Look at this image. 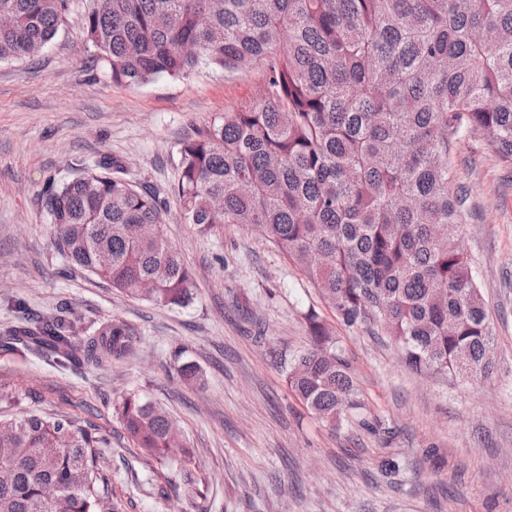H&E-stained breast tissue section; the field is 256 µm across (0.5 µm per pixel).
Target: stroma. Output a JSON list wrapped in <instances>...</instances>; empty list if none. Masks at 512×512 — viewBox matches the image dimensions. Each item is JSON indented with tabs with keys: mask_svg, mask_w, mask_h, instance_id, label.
Masks as SVG:
<instances>
[{
	"mask_svg": "<svg viewBox=\"0 0 512 512\" xmlns=\"http://www.w3.org/2000/svg\"><path fill=\"white\" fill-rule=\"evenodd\" d=\"M84 0L32 61L0 62V332L69 306L83 326L112 318L135 353L103 369H64L0 350V417H67L110 441L102 464L117 512H512V167L484 134L453 139L465 203L459 243L494 326L491 380L409 368L374 328H348L319 288L244 224L185 223L172 193L180 148L265 78L199 68L188 77L114 83L81 35ZM108 155L131 182L165 197L162 232L191 268V302L171 307L67 269L40 203L48 179ZM316 311L348 361L361 417L332 426L287 383L310 346ZM196 364L201 378L176 372ZM136 392L163 407L184 450L145 456L115 401ZM399 463V474L386 471Z\"/></svg>",
	"mask_w": 512,
	"mask_h": 512,
	"instance_id": "1",
	"label": "stroma"
}]
</instances>
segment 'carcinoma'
<instances>
[{"label": "carcinoma", "instance_id": "1", "mask_svg": "<svg viewBox=\"0 0 512 512\" xmlns=\"http://www.w3.org/2000/svg\"><path fill=\"white\" fill-rule=\"evenodd\" d=\"M70 0H0V62L38 57ZM82 37L112 81L180 79L199 66L266 77L249 103L182 143L174 187L187 223L249 224L320 288L348 328L374 325L415 369L489 380L491 322L457 239L462 198L448 136L486 134L512 166V0H86ZM41 205L58 252L112 288L157 304L192 299V272L163 234L166 202L110 156L48 184ZM295 395L331 424L361 408L336 340L307 316ZM68 307L25 317L0 347L64 367L128 358L120 319L79 335ZM126 433L151 457L183 447L170 416L121 396ZM100 440L67 418H0V512H109Z\"/></svg>", "mask_w": 512, "mask_h": 512}]
</instances>
